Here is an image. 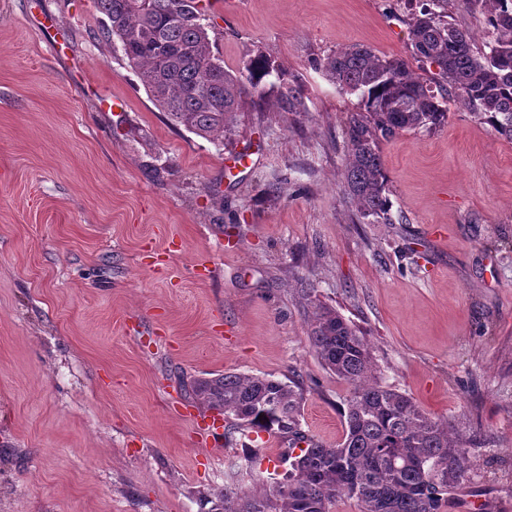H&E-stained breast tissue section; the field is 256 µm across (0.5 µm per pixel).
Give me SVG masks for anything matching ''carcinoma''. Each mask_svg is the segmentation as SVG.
I'll return each mask as SVG.
<instances>
[{"label": "carcinoma", "instance_id": "carcinoma-1", "mask_svg": "<svg viewBox=\"0 0 512 512\" xmlns=\"http://www.w3.org/2000/svg\"><path fill=\"white\" fill-rule=\"evenodd\" d=\"M103 15L99 39L120 45L122 60L174 127L209 141L232 133L244 99L266 97L274 74L279 112L306 111L302 86L259 50L234 74L211 49L204 0H96ZM411 57L435 67L415 74L401 57L366 46L338 49L316 61L345 94L358 98L342 129L344 199L363 219L392 223L381 145L409 130L436 131L459 103L512 141V0H468L485 15L487 39L478 44L452 17L451 0H415ZM309 339L322 365L351 387L345 435L328 448L301 428L303 389L259 375L226 372L192 382L193 395L239 430L288 438L291 469L262 495L232 487L209 512H330L338 497L362 512H442L472 467L470 449L492 438L458 429L377 376L370 346L336 309L320 305ZM299 454H294L295 448Z\"/></svg>", "mask_w": 512, "mask_h": 512}]
</instances>
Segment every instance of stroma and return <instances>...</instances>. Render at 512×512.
I'll list each match as a JSON object with an SVG mask.
<instances>
[{
    "label": "stroma",
    "mask_w": 512,
    "mask_h": 512,
    "mask_svg": "<svg viewBox=\"0 0 512 512\" xmlns=\"http://www.w3.org/2000/svg\"><path fill=\"white\" fill-rule=\"evenodd\" d=\"M409 0H237L210 14L231 72L257 50L307 109L246 103L216 144L171 125L95 0H0V512H207L259 494L288 441H198L186 386L302 381L303 430L345 433L350 387L307 322L338 310L383 383L491 435L443 512H512V141L451 106L383 143L389 224L343 199L358 99L315 62L351 45L410 58Z\"/></svg>",
    "instance_id": "stroma-1"
}]
</instances>
